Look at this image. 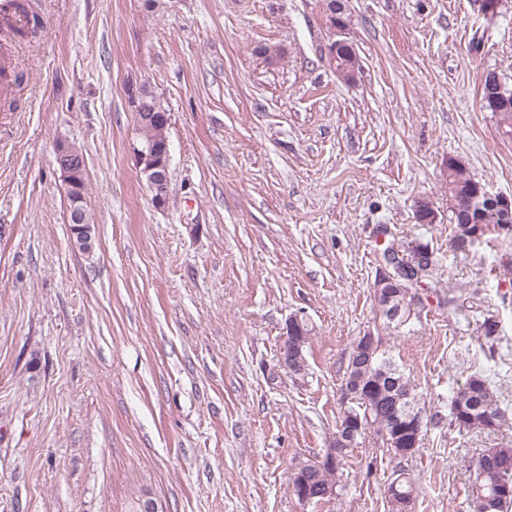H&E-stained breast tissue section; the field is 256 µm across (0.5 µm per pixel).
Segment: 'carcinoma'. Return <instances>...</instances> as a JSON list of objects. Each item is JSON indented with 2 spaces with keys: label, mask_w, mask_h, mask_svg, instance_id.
<instances>
[{
  "label": "carcinoma",
  "mask_w": 512,
  "mask_h": 512,
  "mask_svg": "<svg viewBox=\"0 0 512 512\" xmlns=\"http://www.w3.org/2000/svg\"><path fill=\"white\" fill-rule=\"evenodd\" d=\"M13 12L26 17L24 24L10 28L20 38L34 37L41 27L40 17L29 13L23 0H6ZM470 175L448 164V194L450 205H455L467 195ZM453 219L452 243H475L490 227L501 224L499 212L487 207L482 209L478 224H462ZM416 284L400 278L389 283L377 297L382 316L389 322L402 319L410 311L409 290ZM353 384L356 391H344L354 405L343 411L340 424L346 425L358 418L361 429L356 438L361 439L367 430L374 429L386 444L387 451L395 456L409 457L415 453L410 438L411 414L420 412L416 407L414 387L409 379L389 360L379 355L378 347L363 345L358 339L346 371L345 385ZM504 412L487 379L472 375L459 388L451 402V422L466 430H491L500 426ZM348 449H343L335 467L316 459L302 465L309 480L316 485L339 484V472ZM415 484L411 477L401 472L387 487L390 512H407L413 500ZM472 512H512V447L487 448L478 461L473 487Z\"/></svg>",
  "instance_id": "carcinoma-1"
}]
</instances>
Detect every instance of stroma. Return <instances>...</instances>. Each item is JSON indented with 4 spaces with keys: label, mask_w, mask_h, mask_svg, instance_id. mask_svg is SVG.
<instances>
[{
    "label": "stroma",
    "mask_w": 512,
    "mask_h": 512,
    "mask_svg": "<svg viewBox=\"0 0 512 512\" xmlns=\"http://www.w3.org/2000/svg\"><path fill=\"white\" fill-rule=\"evenodd\" d=\"M27 2L43 26L13 47L0 112V512H130L141 489L165 512H388L400 469L409 512H471L483 449L512 446V234L451 248L447 161L512 196V136L479 105L486 72L512 88V0L494 18L478 0H345L351 84L323 0ZM144 83L172 115L162 207L135 157ZM62 139L86 157L87 251ZM392 243L433 252L400 323L375 299ZM296 316L301 375L279 362ZM363 335L410 379L420 447L399 459L368 433L336 496L301 502L292 475L329 448ZM477 371L506 414L491 432L450 423ZM329 62L338 76L352 83L357 75L359 60L353 46L345 39H336L329 46ZM398 473L387 487L388 504L391 512H406L415 494V484L406 472ZM403 504V508L397 506Z\"/></svg>",
    "instance_id": "stroma-1"
}]
</instances>
